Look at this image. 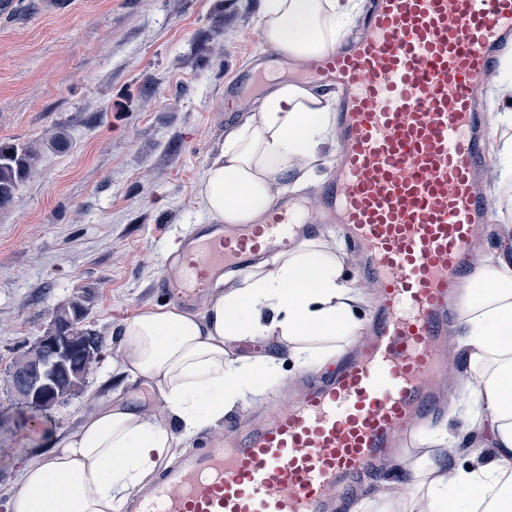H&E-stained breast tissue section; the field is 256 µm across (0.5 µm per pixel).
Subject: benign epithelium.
I'll list each match as a JSON object with an SVG mask.
<instances>
[{"instance_id": "7a95c632", "label": "benign epithelium", "mask_w": 512, "mask_h": 512, "mask_svg": "<svg viewBox=\"0 0 512 512\" xmlns=\"http://www.w3.org/2000/svg\"><path fill=\"white\" fill-rule=\"evenodd\" d=\"M73 352L70 344L57 335L56 327H51L38 338L31 352L16 357L12 376L13 390L32 405L45 403L53 395L49 388L50 372L64 365Z\"/></svg>"}]
</instances>
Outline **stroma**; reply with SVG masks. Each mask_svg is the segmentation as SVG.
Returning <instances> with one entry per match:
<instances>
[{
  "mask_svg": "<svg viewBox=\"0 0 512 512\" xmlns=\"http://www.w3.org/2000/svg\"><path fill=\"white\" fill-rule=\"evenodd\" d=\"M260 0H24L0 16V143L39 148L37 172L0 208V512L26 459L75 427L112 391L161 402L148 388L95 370L82 394L46 418L14 397L10 371L49 328L56 306L87 299L85 323L116 347L140 311L179 303L160 285L176 245L203 217L200 176L231 128L253 118L249 96L227 101L261 50ZM499 131L482 180L491 202L483 255L512 213L499 197ZM309 371L285 368L280 386L225 415V425L267 417L301 392ZM390 465L359 477L361 495L418 498Z\"/></svg>",
  "mask_w": 512,
  "mask_h": 512,
  "instance_id": "obj_1",
  "label": "stroma"
}]
</instances>
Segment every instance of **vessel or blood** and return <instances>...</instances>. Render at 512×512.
<instances>
[{"label": "vessel or blood", "instance_id": "b4317fda", "mask_svg": "<svg viewBox=\"0 0 512 512\" xmlns=\"http://www.w3.org/2000/svg\"><path fill=\"white\" fill-rule=\"evenodd\" d=\"M364 27L303 74L336 98L330 179L260 223L203 225L172 276L191 306L218 275L334 223L379 289L371 336L334 377L162 470L127 512H332L438 407L455 287L487 227L482 79L512 42V0H375Z\"/></svg>", "mask_w": 512, "mask_h": 512}]
</instances>
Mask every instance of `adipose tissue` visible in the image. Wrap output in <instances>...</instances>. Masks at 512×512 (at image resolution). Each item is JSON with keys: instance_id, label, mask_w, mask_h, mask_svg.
Returning a JSON list of instances; mask_svg holds the SVG:
<instances>
[{"instance_id": "1", "label": "adipose tissue", "mask_w": 512, "mask_h": 512, "mask_svg": "<svg viewBox=\"0 0 512 512\" xmlns=\"http://www.w3.org/2000/svg\"><path fill=\"white\" fill-rule=\"evenodd\" d=\"M363 0H260V27L295 61L335 49ZM336 115L308 88L272 86L257 116L224 141L202 172L199 200L212 224H249L271 206L289 172L311 178L334 137ZM500 249L474 269L458 310V346L466 381L450 397L446 425L433 445L456 453L480 427V451L463 467L431 456L411 466L424 512H512V226ZM359 292L321 239L229 275L206 296L202 312L175 305L147 309L124 322L113 375L150 387L163 402L148 413L123 393L54 435L23 465L8 512H122L129 495L172 461L178 439L218 425L226 413L266 394L284 362L307 369L341 355L362 325ZM276 339L287 356L243 355V343Z\"/></svg>"}]
</instances>
